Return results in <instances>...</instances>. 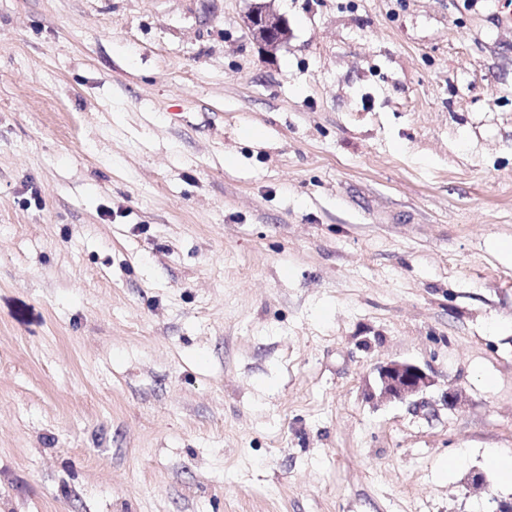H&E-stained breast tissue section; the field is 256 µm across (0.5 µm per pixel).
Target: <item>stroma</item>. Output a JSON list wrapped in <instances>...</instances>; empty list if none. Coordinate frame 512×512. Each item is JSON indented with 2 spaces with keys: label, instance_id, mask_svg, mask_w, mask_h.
<instances>
[{
  "label": "stroma",
  "instance_id": "stroma-1",
  "mask_svg": "<svg viewBox=\"0 0 512 512\" xmlns=\"http://www.w3.org/2000/svg\"><path fill=\"white\" fill-rule=\"evenodd\" d=\"M488 448L512 5L0 0V512H496ZM245 23L253 38L266 47L276 48L288 40V22L279 14L258 8ZM380 395L404 401L423 394L432 377L421 366L408 361L391 360L377 367Z\"/></svg>",
  "mask_w": 512,
  "mask_h": 512
}]
</instances>
